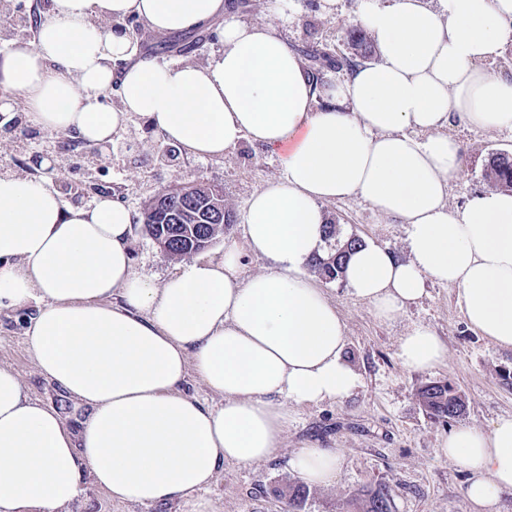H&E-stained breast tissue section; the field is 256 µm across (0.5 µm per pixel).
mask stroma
Listing matches in <instances>:
<instances>
[{"label": "stroma", "instance_id": "1", "mask_svg": "<svg viewBox=\"0 0 512 512\" xmlns=\"http://www.w3.org/2000/svg\"><path fill=\"white\" fill-rule=\"evenodd\" d=\"M357 2L338 0L335 13L328 16L321 0H246L237 16L246 22L276 24L299 53L314 47L332 56L355 58L359 50L352 38L360 36L370 48L366 60L371 63L377 53L356 19ZM122 26L132 33L139 58L205 64L221 48L224 20L217 17L179 35L152 32L134 16L124 18ZM447 132L463 151L462 175L449 190V205L460 208L477 194L500 189L491 162L497 153H512V132L477 130L459 120ZM50 142L58 147L59 159L45 167L33 166L31 154ZM162 148L161 135L149 119L133 114L113 136L111 149L98 156H91L88 145L78 139L47 133L28 140L26 154L0 155V172L10 170L46 181L68 206L90 204L101 193L127 206L133 214V270L160 284L177 273L181 260L161 251L142 223L146 204L159 190L188 181L223 188L224 210L235 222L203 251L204 256L218 257L227 244L241 239L252 194L284 172L279 152L246 138L220 159L197 158L179 148L173 158L163 161ZM321 208L341 237L355 235L407 257L401 219L379 215L357 196L325 202ZM316 283L343 318L346 356L360 384L340 402L290 405L277 456L247 467L225 463L206 494L213 512H287L286 493L299 486L305 491L299 512H361L366 491L383 484L391 490V512H474L465 494L466 471L440 455L439 447L459 426L487 430L500 418L512 416V350L495 346L467 325L455 286L427 282L418 301L393 320L382 321L367 301L351 294L344 281L320 277ZM29 314L26 307L0 312V366L12 368L30 396L56 409L72 430H79L83 409L39 374L27 350L23 332ZM419 324L430 327L447 345L445 365L410 370L400 363L399 341ZM431 381H444L458 390L464 401L460 417L443 420L424 407L419 391ZM310 446L339 450L340 468L331 486L302 485L291 467L295 452ZM71 512H189V508L179 500L150 509L120 503L87 477Z\"/></svg>", "mask_w": 512, "mask_h": 512}]
</instances>
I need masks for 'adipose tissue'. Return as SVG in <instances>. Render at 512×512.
<instances>
[{
  "label": "adipose tissue",
  "mask_w": 512,
  "mask_h": 512,
  "mask_svg": "<svg viewBox=\"0 0 512 512\" xmlns=\"http://www.w3.org/2000/svg\"><path fill=\"white\" fill-rule=\"evenodd\" d=\"M49 14L36 42L0 54L1 112L23 104L40 129L92 146L110 144L135 112L200 158L244 138L285 148L284 174L252 196L242 244L160 285L132 269L125 206L101 196L67 208L50 184L0 174V309L35 304L27 348L86 410L72 430L0 367V512H67L87 475L117 501L212 512L201 491L225 462L273 458L289 404L349 397L359 375L343 321L305 269L324 242L325 201L357 195L407 226L408 258L367 243L343 269L378 318H395L434 280L456 287L472 329L512 350V191L446 203L463 168L452 118L512 129V79L489 70L512 42V0H359L377 59L330 84L276 26L237 20L229 0H51ZM126 16L164 34L223 17V49L205 65L136 60L127 35L106 26ZM246 254L267 259L266 272L244 276ZM397 355L425 370L448 348L418 325ZM192 373L218 405L184 392ZM440 452L468 472L475 512L512 492V417L487 433L459 427ZM340 460L302 448L292 464L306 484L328 486Z\"/></svg>",
  "instance_id": "obj_1"
}]
</instances>
